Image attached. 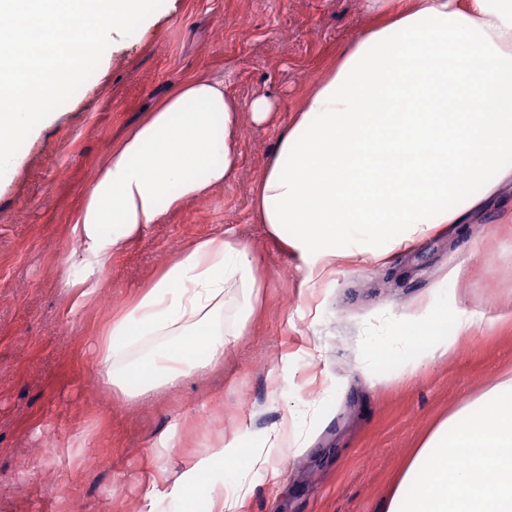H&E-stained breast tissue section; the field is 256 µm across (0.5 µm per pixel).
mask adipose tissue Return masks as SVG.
I'll return each instance as SVG.
<instances>
[{
	"instance_id": "1",
	"label": "adipose tissue",
	"mask_w": 512,
	"mask_h": 512,
	"mask_svg": "<svg viewBox=\"0 0 512 512\" xmlns=\"http://www.w3.org/2000/svg\"><path fill=\"white\" fill-rule=\"evenodd\" d=\"M356 36L282 131L255 188L267 234L297 256L306 282L331 284L344 259L407 250L469 223L512 191V0H393ZM241 115L223 77L178 86L122 139L77 210L67 262L105 273L112 254L152 224L222 186L240 159ZM451 268L429 298L377 330L360 365L375 379L410 377L447 355ZM261 300L251 249L232 234L175 258L95 338L108 389L137 403L224 361ZM302 402L273 428L241 429L187 459L172 494L182 512H237L251 492L235 476L218 493L203 472L249 454L253 469L304 447ZM383 512H512V377L465 401L422 440Z\"/></svg>"
}]
</instances>
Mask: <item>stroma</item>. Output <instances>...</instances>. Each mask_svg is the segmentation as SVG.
<instances>
[{"label": "stroma", "mask_w": 512, "mask_h": 512, "mask_svg": "<svg viewBox=\"0 0 512 512\" xmlns=\"http://www.w3.org/2000/svg\"><path fill=\"white\" fill-rule=\"evenodd\" d=\"M377 20L367 0H164L155 23L21 146L0 185V512H177L184 457L228 433L273 427L300 401L323 402L296 456L252 474L240 512H383L419 441L468 398L512 375V197L463 233L437 235L384 260L337 263L328 289H306L294 254L252 211L254 187L280 132L355 36ZM223 77L240 106V162L224 186L150 225L112 255L102 278L74 273L72 224L119 139L193 75ZM275 104L253 124L257 95ZM232 231L261 259L264 300L220 368L158 399L129 405L100 383V327L198 239ZM452 347L406 378L377 382L359 364L368 326L395 323L451 267ZM73 287H64L66 279ZM290 381L272 391L271 380ZM171 440L170 451L149 448Z\"/></svg>", "instance_id": "35a3bbf8"}]
</instances>
